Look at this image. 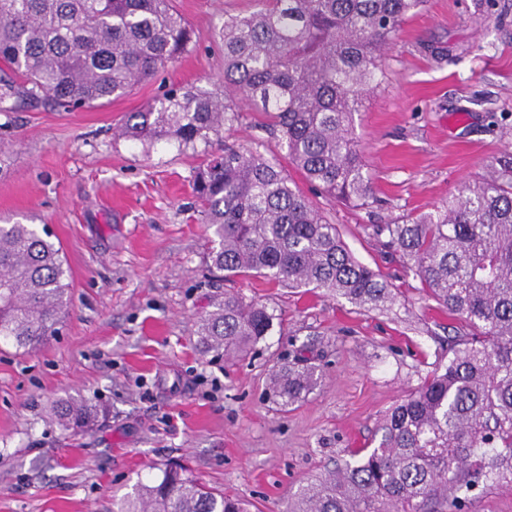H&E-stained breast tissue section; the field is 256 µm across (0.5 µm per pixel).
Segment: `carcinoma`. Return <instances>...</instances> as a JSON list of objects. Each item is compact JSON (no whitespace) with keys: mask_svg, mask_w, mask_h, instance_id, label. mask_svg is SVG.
I'll list each match as a JSON object with an SVG mask.
<instances>
[{"mask_svg":"<svg viewBox=\"0 0 512 512\" xmlns=\"http://www.w3.org/2000/svg\"><path fill=\"white\" fill-rule=\"evenodd\" d=\"M226 14L218 37L224 92L170 87L118 136L150 148L210 144L239 118L233 99L268 114L291 163L328 200L372 197L355 117L383 74L382 59L409 13L426 0H257ZM196 46L173 0H0V114L51 102L67 111L123 97ZM211 230L207 271L222 281L261 276L362 308L395 300L391 285L357 261L336 225L275 162L227 146L193 176ZM376 236L410 262L426 296L464 331L385 417L378 445L302 482L289 512H463L480 486L512 487V165L479 176L442 207ZM61 248L29 224H0V341L25 351L55 332L68 301ZM277 314L226 293L196 322L205 352L243 357L270 335ZM304 345L272 376L271 396L301 401L320 374ZM50 415L84 428L91 408L58 401ZM120 512H245L238 500L168 465L137 483Z\"/></svg>","mask_w":512,"mask_h":512,"instance_id":"carcinoma-1","label":"carcinoma"}]
</instances>
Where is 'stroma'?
I'll return each mask as SVG.
<instances>
[{"label":"stroma","instance_id":"35a3bbf8","mask_svg":"<svg viewBox=\"0 0 512 512\" xmlns=\"http://www.w3.org/2000/svg\"><path fill=\"white\" fill-rule=\"evenodd\" d=\"M255 3L174 0L197 46L156 78L95 108L0 115V138L12 143L0 159V221L48 229L70 281L58 330L38 350L0 344V512H117L121 495L161 478L169 462L249 512H286L303 480L377 446L388 411L447 363L456 320L373 228L433 211L512 158V0H427L405 22L356 122L373 189L364 206L324 198L290 163L270 117L243 102L207 151H146L117 136L163 86L221 89L215 30ZM239 144L280 165L354 256L392 283L395 304L368 310L260 277H207L210 232L191 177L208 151ZM225 292L283 318L242 361L215 360L195 334ZM304 345L320 383L295 404H274L272 372ZM69 397L94 409L89 431L49 419Z\"/></svg>","mask_w":512,"mask_h":512}]
</instances>
